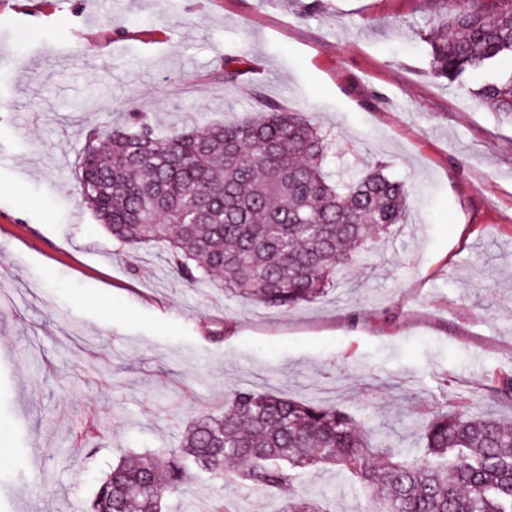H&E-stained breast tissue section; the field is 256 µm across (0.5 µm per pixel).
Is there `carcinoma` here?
I'll return each instance as SVG.
<instances>
[{
    "label": "carcinoma",
    "mask_w": 512,
    "mask_h": 512,
    "mask_svg": "<svg viewBox=\"0 0 512 512\" xmlns=\"http://www.w3.org/2000/svg\"><path fill=\"white\" fill-rule=\"evenodd\" d=\"M433 73L512 119V0H438ZM330 133L268 103L246 123L156 132L145 112L90 130L81 191L112 239L154 243L188 285L291 310L336 288L370 243L407 216L409 190L381 162L361 176L326 166ZM424 455L377 440L335 405L232 388L224 412L185 425L176 448L129 453L98 484L89 512H164L197 468L208 480L276 489L270 512H325L305 469L358 482L366 512H512V426L471 410L420 416Z\"/></svg>",
    "instance_id": "cac0c4a2"
}]
</instances>
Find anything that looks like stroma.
I'll return each mask as SVG.
<instances>
[{"label":"stroma","mask_w":512,"mask_h":512,"mask_svg":"<svg viewBox=\"0 0 512 512\" xmlns=\"http://www.w3.org/2000/svg\"><path fill=\"white\" fill-rule=\"evenodd\" d=\"M431 0H0V512H87L130 451L177 444L234 386L339 403L418 455L417 415L512 422V120L436 78ZM248 73L224 81L228 60ZM389 163L408 220L339 288L289 311L178 281L123 247L76 174L89 129L245 122L261 101ZM90 417L105 437L74 436ZM305 488L366 506L334 471Z\"/></svg>","instance_id":"1"}]
</instances>
